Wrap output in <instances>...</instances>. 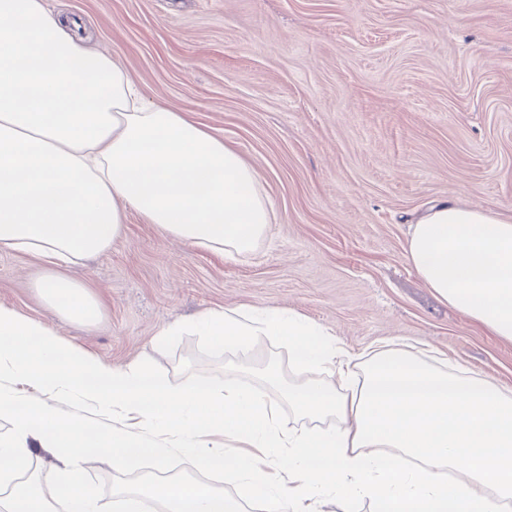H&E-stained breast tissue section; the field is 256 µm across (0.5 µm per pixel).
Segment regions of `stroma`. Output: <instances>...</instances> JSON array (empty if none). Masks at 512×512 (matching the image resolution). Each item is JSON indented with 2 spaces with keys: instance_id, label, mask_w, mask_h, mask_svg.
<instances>
[{
  "instance_id": "35a3bbf8",
  "label": "stroma",
  "mask_w": 512,
  "mask_h": 512,
  "mask_svg": "<svg viewBox=\"0 0 512 512\" xmlns=\"http://www.w3.org/2000/svg\"><path fill=\"white\" fill-rule=\"evenodd\" d=\"M75 17L147 98L222 137L273 208L264 241L231 259L129 214L108 251L68 269L98 299L93 326L40 296L41 265L0 254V305L50 323L114 365L144 355L178 384L256 386L288 349L247 355L184 330L210 309L278 308L331 327L352 353L386 346L512 391V342L442 301L405 258L411 224L445 199L512 218V0H47ZM88 465L100 504L155 473Z\"/></svg>"
}]
</instances>
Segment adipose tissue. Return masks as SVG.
<instances>
[{"label": "adipose tissue", "instance_id": "1", "mask_svg": "<svg viewBox=\"0 0 512 512\" xmlns=\"http://www.w3.org/2000/svg\"><path fill=\"white\" fill-rule=\"evenodd\" d=\"M78 23L43 0H0V252L35 256L44 301L95 323L100 306L63 267L100 255L128 213L188 246L253 252L272 213L256 170L219 137L144 98ZM406 258L445 302L489 334L512 341V219L441 200L419 217ZM191 326L219 349L270 338L288 348L285 379L266 389L235 382L173 383L141 360L114 366L76 350L47 323L0 306V384L21 380L47 401L0 387V512H104L85 464L120 471L168 449L203 471L225 472L235 494L192 478L168 481L162 512H512V394L493 381L379 349L364 366L327 328L294 312L207 310ZM79 395L111 413L101 429L62 408ZM303 426L291 425V417ZM66 461L52 494L12 491L32 451Z\"/></svg>", "mask_w": 512, "mask_h": 512}]
</instances>
